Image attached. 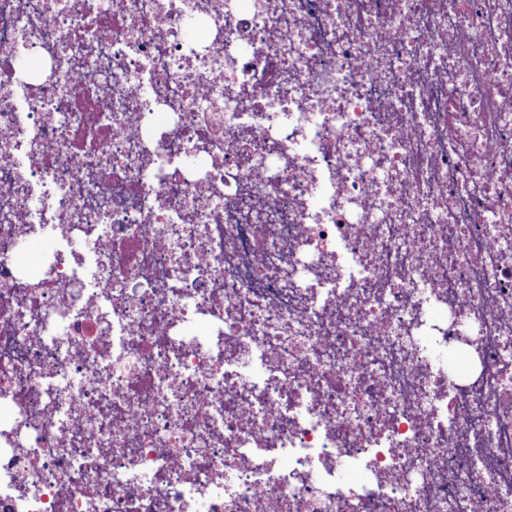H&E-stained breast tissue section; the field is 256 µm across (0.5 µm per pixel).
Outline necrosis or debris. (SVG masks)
Wrapping results in <instances>:
<instances>
[{
  "instance_id": "necrosis-or-debris-1",
  "label": "necrosis or debris",
  "mask_w": 512,
  "mask_h": 512,
  "mask_svg": "<svg viewBox=\"0 0 512 512\" xmlns=\"http://www.w3.org/2000/svg\"><path fill=\"white\" fill-rule=\"evenodd\" d=\"M0 512H512V0H0Z\"/></svg>"
}]
</instances>
